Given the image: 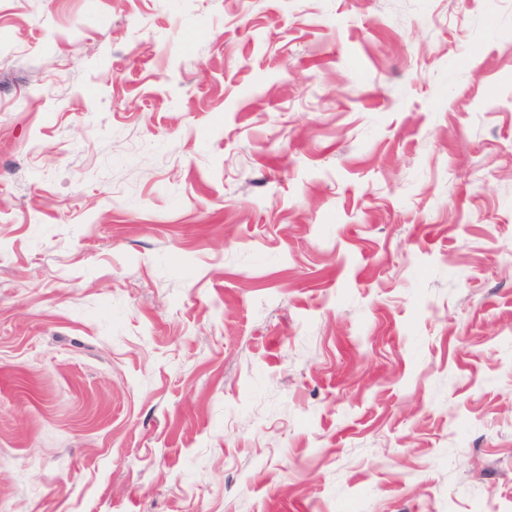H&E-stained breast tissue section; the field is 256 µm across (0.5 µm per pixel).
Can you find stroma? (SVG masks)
<instances>
[{
  "label": "stroma",
  "mask_w": 512,
  "mask_h": 512,
  "mask_svg": "<svg viewBox=\"0 0 512 512\" xmlns=\"http://www.w3.org/2000/svg\"><path fill=\"white\" fill-rule=\"evenodd\" d=\"M507 248L512 0H0V512H512Z\"/></svg>",
  "instance_id": "35a3bbf8"
}]
</instances>
